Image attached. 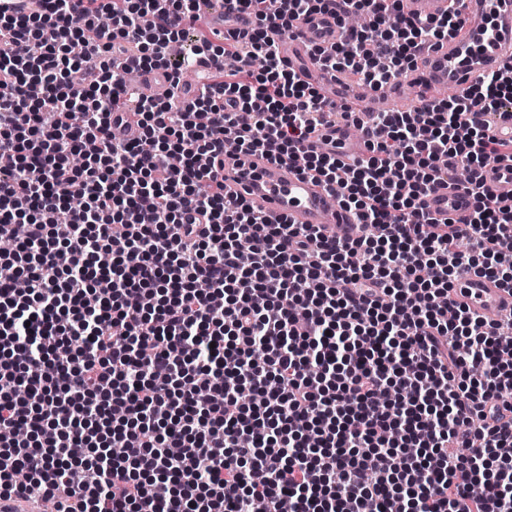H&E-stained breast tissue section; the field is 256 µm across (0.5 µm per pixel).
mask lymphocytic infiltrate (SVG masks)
Masks as SVG:
<instances>
[{
  "instance_id": "lymphocytic-infiltrate-1",
  "label": "lymphocytic infiltrate",
  "mask_w": 512,
  "mask_h": 512,
  "mask_svg": "<svg viewBox=\"0 0 512 512\" xmlns=\"http://www.w3.org/2000/svg\"><path fill=\"white\" fill-rule=\"evenodd\" d=\"M200 0H33L0 13V500L56 512H512V336L453 303L467 267L512 290V207L484 188L512 161V67L403 112L352 108L282 61L311 15L370 25L314 46L380 88L458 23L402 0H224L246 40L173 55ZM144 97L125 72L181 85ZM134 103L137 137L116 135ZM362 127L353 162L311 150L317 127ZM95 150L83 167L73 155ZM319 178L364 227L340 241L224 195V148ZM469 170L464 223L425 199ZM260 406L239 402L243 390ZM80 444L85 453L67 458ZM142 89L143 92L148 95L168 97L176 111L185 110L194 100V98L188 97L181 91L174 89L161 73L155 72L146 76L142 84Z\"/></svg>"
}]
</instances>
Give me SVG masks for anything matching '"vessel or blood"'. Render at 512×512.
<instances>
[{
    "mask_svg": "<svg viewBox=\"0 0 512 512\" xmlns=\"http://www.w3.org/2000/svg\"><path fill=\"white\" fill-rule=\"evenodd\" d=\"M402 6L413 16H440L454 8L451 0H402ZM459 10L454 37L419 55L416 75L422 84L418 103L430 102L432 90L439 86L466 89L479 75L502 70L512 60V0H464ZM339 35L331 15L317 14L301 23L296 36L278 37L277 44L281 57L290 62L309 42L325 45ZM142 89L148 95L168 97L177 111L192 103L191 97L174 89L156 72L146 76ZM484 184L502 204L512 205V162L490 165L484 173ZM224 190L251 199L290 224H310L323 233L336 231L344 237L361 233L356 216L344 209L321 182L258 155L225 152ZM471 208L470 192L453 184L438 187L426 199V212L435 220H463ZM453 298L482 313L512 312L511 292L465 268L457 272Z\"/></svg>",
    "mask_w": 512,
    "mask_h": 512,
    "instance_id": "vessel-or-blood-1",
    "label": "vessel or blood"
}]
</instances>
